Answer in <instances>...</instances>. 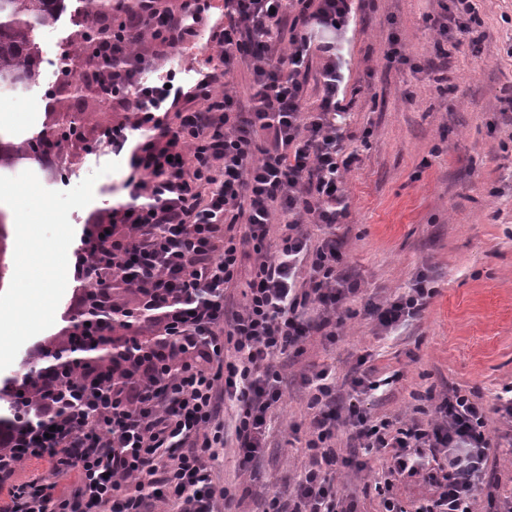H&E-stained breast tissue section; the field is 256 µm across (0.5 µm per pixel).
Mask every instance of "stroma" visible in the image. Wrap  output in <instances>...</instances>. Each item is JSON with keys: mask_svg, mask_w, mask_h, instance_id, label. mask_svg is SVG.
<instances>
[{"mask_svg": "<svg viewBox=\"0 0 512 512\" xmlns=\"http://www.w3.org/2000/svg\"><path fill=\"white\" fill-rule=\"evenodd\" d=\"M84 0H62L54 28L36 35L47 46H70L83 24L98 14L83 12ZM197 35L179 51L155 60L143 78L167 73L192 90L208 69V36L224 22V0H207ZM450 0H348V22L336 37L342 83L349 108L338 122L348 149L359 160L345 174L349 217L337 225L345 271L357 282L359 316L347 320L337 341L312 335L299 357L275 364L283 396L270 412L263 448L242 465L235 441H227L213 461L214 482L231 501L218 512H266L272 497L294 499L310 458L305 438L311 396L305 377L328 370L339 397L360 356L375 376H394L390 391L370 403L372 415L397 421L433 416L434 399L449 388L490 397L512 385V0H473L479 26L474 43L435 53L441 36L430 17ZM397 39L405 57L389 68L384 53ZM82 112V139L50 150L30 162L47 189L66 191L100 166L116 161L111 177L99 178L94 199L71 212L74 239L69 261L80 254L87 229L97 218L128 202L123 185L132 151L151 132L132 130L120 154L104 150L101 131L123 118L96 96L75 99L62 83L50 53H42L39 77L20 94L0 98V129L18 136L52 126L54 108L40 102L45 92ZM435 288L421 316L395 332L381 330L363 316L367 302L383 303L407 291L418 275ZM69 279L54 324L28 340L5 376H22L34 350L60 335L75 312L74 296L85 288ZM385 460L368 469L342 472L343 496H356L360 512H382L375 484Z\"/></svg>", "mask_w": 512, "mask_h": 512, "instance_id": "stroma-1", "label": "stroma"}]
</instances>
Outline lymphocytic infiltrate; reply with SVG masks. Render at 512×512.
I'll return each instance as SVG.
<instances>
[{
	"label": "lymphocytic infiltrate",
	"instance_id": "lymphocytic-infiltrate-1",
	"mask_svg": "<svg viewBox=\"0 0 512 512\" xmlns=\"http://www.w3.org/2000/svg\"><path fill=\"white\" fill-rule=\"evenodd\" d=\"M126 27L90 39L85 66L103 101L127 118L100 140L122 152L127 130L158 129L136 147L125 186L131 202L94 224L76 261L78 278L94 284L79 295V319L67 328L76 342L115 336L125 319L142 314V345L132 357L89 365L66 381L44 368L49 424L0 434L1 448L46 461L56 481L17 477L0 468V512H152L172 503L177 512H216L209 463L224 444L219 416L225 401L238 410L233 435L244 462L262 446L267 415L281 398L276 356L302 354L311 333L339 336L359 288L341 273L334 237L312 240L307 225L332 229L349 216L343 175L356 162L346 152L336 118L342 76L334 43L321 45L322 94L308 109L307 75L316 24L336 32L346 24L347 0H224V23L212 29L216 61L182 92L142 84L151 60L189 42L204 10L200 0H143ZM289 22L288 38L272 28ZM121 67L107 69L110 60ZM246 65L248 101L216 93L220 78ZM175 110L166 123L164 105ZM286 217L276 251L267 240L275 214ZM245 225L236 235V225ZM252 259L244 268V259ZM247 290L241 310L227 308L226 292L239 279ZM434 291L417 277L407 293L370 303L365 312L388 331L414 319ZM232 344L237 360L224 358ZM314 390L306 447L310 466L292 507L271 500L269 512H357L342 497L334 467L366 468L367 455L385 456L384 487L423 476L434 493L416 512H473L491 491V416L512 423V386L492 401L452 388L427 421L396 423L372 417L367 400L382 395L390 378L362 370L352 377L344 407L333 406L335 382L327 370L307 377ZM91 390L86 407L59 414L58 396ZM350 431L359 453L338 456L331 442ZM73 477L60 488L58 478Z\"/></svg>",
	"mask_w": 512,
	"mask_h": 512
}]
</instances>
